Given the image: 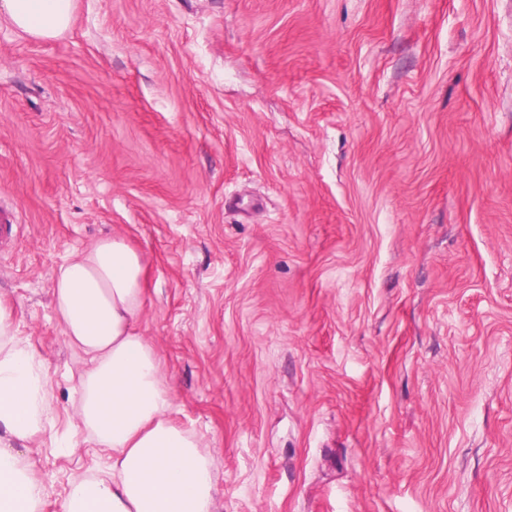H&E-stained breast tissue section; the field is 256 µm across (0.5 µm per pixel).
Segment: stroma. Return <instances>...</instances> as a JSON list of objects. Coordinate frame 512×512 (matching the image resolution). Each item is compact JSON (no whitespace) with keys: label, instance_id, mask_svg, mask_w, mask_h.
Listing matches in <instances>:
<instances>
[{"label":"stroma","instance_id":"1","mask_svg":"<svg viewBox=\"0 0 512 512\" xmlns=\"http://www.w3.org/2000/svg\"><path fill=\"white\" fill-rule=\"evenodd\" d=\"M0 301L80 435L52 276L118 235L218 512H512V0H75L0 23ZM75 0H1L0 20L39 39H56L69 30Z\"/></svg>","mask_w":512,"mask_h":512}]
</instances>
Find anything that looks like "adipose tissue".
Here are the masks:
<instances>
[{
    "instance_id": "1",
    "label": "adipose tissue",
    "mask_w": 512,
    "mask_h": 512,
    "mask_svg": "<svg viewBox=\"0 0 512 512\" xmlns=\"http://www.w3.org/2000/svg\"><path fill=\"white\" fill-rule=\"evenodd\" d=\"M75 0H0V20L39 39L72 24ZM52 302L69 345L89 367L73 391L78 422L109 453L105 473L74 482L61 512H215L210 453L170 417L153 345L136 330L146 303L140 254L106 236L65 262ZM44 360L17 339L0 302V512H40L44 487L20 451L54 440Z\"/></svg>"
}]
</instances>
